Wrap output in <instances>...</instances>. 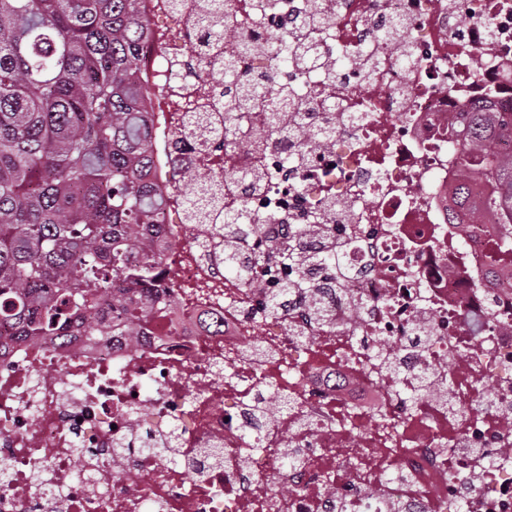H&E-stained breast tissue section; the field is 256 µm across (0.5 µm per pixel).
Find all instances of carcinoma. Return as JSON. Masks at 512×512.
I'll list each match as a JSON object with an SVG mask.
<instances>
[{
  "mask_svg": "<svg viewBox=\"0 0 512 512\" xmlns=\"http://www.w3.org/2000/svg\"><path fill=\"white\" fill-rule=\"evenodd\" d=\"M142 0H0V326L20 339L64 336L74 321L98 308L117 309L130 333L161 313L140 299L159 274L160 259L139 236L153 224L165 197L154 182L150 150L152 98L136 78L141 52L153 41ZM283 63L303 68L304 49L280 39ZM224 60V83L235 87L224 103L223 147L239 136V113L262 104V90L238 80ZM461 124L465 178L456 187L496 214L499 228L486 257L512 266V158L497 142L512 138V112L482 101ZM480 195L471 200L472 183ZM185 206H214L216 189L201 176L186 183ZM246 207L224 211V277L247 283L252 266L236 238L252 229ZM339 268L343 253L311 257ZM297 291L309 295L310 315L323 322L318 287L284 282L267 298L278 312ZM430 384L396 382L393 390L416 402Z\"/></svg>",
  "mask_w": 512,
  "mask_h": 512,
  "instance_id": "cac0c4a2",
  "label": "carcinoma"
}]
</instances>
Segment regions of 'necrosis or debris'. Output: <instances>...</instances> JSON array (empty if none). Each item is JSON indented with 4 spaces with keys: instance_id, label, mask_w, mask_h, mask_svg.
<instances>
[{
    "instance_id": "necrosis-or-debris-1",
    "label": "necrosis or debris",
    "mask_w": 512,
    "mask_h": 512,
    "mask_svg": "<svg viewBox=\"0 0 512 512\" xmlns=\"http://www.w3.org/2000/svg\"><path fill=\"white\" fill-rule=\"evenodd\" d=\"M145 0L154 44L139 76L153 95L151 146L170 183L206 172L220 203H243L275 228L281 253L248 235L255 287L224 278L212 217L170 193L157 222L161 318L138 335L100 308L94 330L15 341L0 336V512H512V268L486 275L491 218L454 206L462 175L454 123L479 94L512 109V0ZM264 45L215 43L202 15ZM401 23L407 43L381 40ZM300 38L310 66L283 67L271 41ZM349 53L337 80L324 73ZM210 56L246 82L293 89L319 138L284 167L296 136L252 120L232 156L194 132V116L224 123L219 86L199 77ZM232 164L237 178L224 177ZM345 246L350 270L309 266L312 246ZM310 281L336 330L318 328L302 295L271 314L282 281ZM190 285L209 288L188 296ZM431 336L407 348L410 383L451 370L455 410L431 395L409 406L371 363L373 339ZM232 377H225V368ZM494 375L498 411L476 412V381ZM390 420L388 429L367 425ZM151 435L159 453L138 447ZM88 448L74 456L73 444ZM301 463L281 471L285 449ZM497 464L473 467L470 455ZM393 461L398 480L383 478ZM88 478L70 482L73 471ZM51 481L38 479V471Z\"/></svg>"
}]
</instances>
